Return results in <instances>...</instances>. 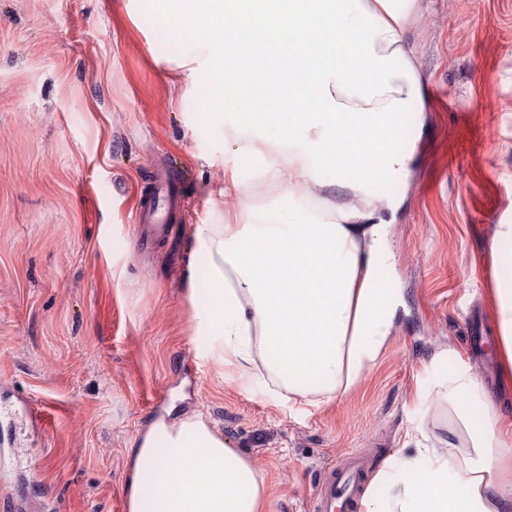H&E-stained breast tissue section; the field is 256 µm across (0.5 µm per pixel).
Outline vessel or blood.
Returning <instances> with one entry per match:
<instances>
[{"instance_id":"1","label":"vessel or blood","mask_w":512,"mask_h":512,"mask_svg":"<svg viewBox=\"0 0 512 512\" xmlns=\"http://www.w3.org/2000/svg\"><path fill=\"white\" fill-rule=\"evenodd\" d=\"M168 199L166 187H158L152 198L139 202L135 219L143 242H152L166 235L159 209ZM364 465L359 459L347 457L331 464L321 476L312 500L313 512H355L363 484Z\"/></svg>"}]
</instances>
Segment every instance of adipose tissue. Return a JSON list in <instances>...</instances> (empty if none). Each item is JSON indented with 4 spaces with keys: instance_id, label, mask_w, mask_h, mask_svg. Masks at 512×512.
Wrapping results in <instances>:
<instances>
[{
    "instance_id": "1",
    "label": "adipose tissue",
    "mask_w": 512,
    "mask_h": 512,
    "mask_svg": "<svg viewBox=\"0 0 512 512\" xmlns=\"http://www.w3.org/2000/svg\"><path fill=\"white\" fill-rule=\"evenodd\" d=\"M429 0H184L181 14L206 53H218L238 153L262 159L282 212L244 200L234 171L206 202L224 214L197 225L193 253L212 286L190 293L196 335L207 354L272 397L327 403L353 391L384 352L401 303L383 287L390 259L378 217L398 201L377 191L406 181L415 145L410 113L424 109V83L408 33ZM255 16L276 22L286 42L262 49L243 30ZM307 93L311 106L282 112ZM383 127L386 143L359 159L340 143L342 126ZM333 171L342 197L315 195ZM494 250L501 372L512 375V224L498 225ZM319 265L315 287L308 266ZM447 436L416 425L372 477L360 512H512V419L486 397L480 377L458 367L444 395ZM127 512H265L266 475L225 441L203 413L157 420L131 444Z\"/></svg>"
}]
</instances>
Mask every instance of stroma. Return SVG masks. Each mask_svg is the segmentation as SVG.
Wrapping results in <instances>:
<instances>
[{"mask_svg":"<svg viewBox=\"0 0 512 512\" xmlns=\"http://www.w3.org/2000/svg\"><path fill=\"white\" fill-rule=\"evenodd\" d=\"M170 0H0V512H126L134 437L157 418L205 412L267 477V512H311L320 474L360 457L374 475L437 407L451 349L485 392L512 406L492 349L498 333L497 225L512 224V0H434L409 33L426 127L391 224L399 288L391 338L350 394L273 400L220 379L194 336L196 225L220 224L206 185L241 165L223 115L202 121L211 77L169 64L201 54L162 26ZM178 178L174 230L141 247L135 203ZM48 412L31 423L27 408Z\"/></svg>","mask_w":512,"mask_h":512,"instance_id":"obj_1","label":"stroma"}]
</instances>
